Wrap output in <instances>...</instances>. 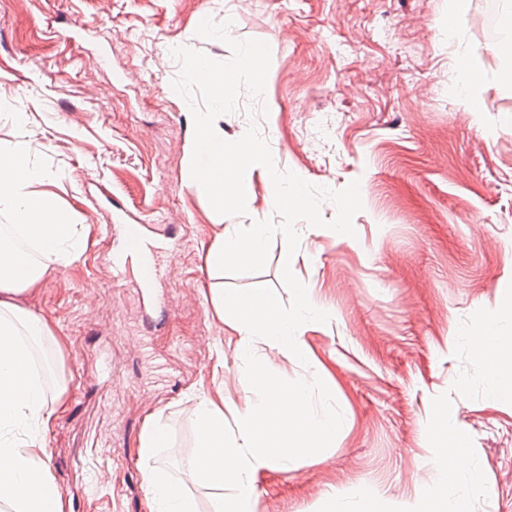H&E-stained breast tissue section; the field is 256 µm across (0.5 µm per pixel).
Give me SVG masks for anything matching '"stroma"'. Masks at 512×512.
I'll return each mask as SVG.
<instances>
[{
    "label": "stroma",
    "mask_w": 512,
    "mask_h": 512,
    "mask_svg": "<svg viewBox=\"0 0 512 512\" xmlns=\"http://www.w3.org/2000/svg\"><path fill=\"white\" fill-rule=\"evenodd\" d=\"M207 17L271 49L263 97L218 118L225 140L257 127L279 169L333 190L359 181L364 205L352 237L299 224L292 270L331 320L303 331L308 365L269 354L288 380L327 369L342 428L292 471L261 469L253 512H330L337 497L345 512H429V461L451 438L468 460L460 512H512V400L492 399L468 341L512 336V59L490 51L512 0H468L459 16L452 0H0V145L27 142L61 173L44 190L87 235L24 299L61 341L65 405L45 445L67 512H145L137 445L157 415L159 460L192 485L191 404L223 396L231 425L255 398L212 289L290 299L283 237L261 272L205 268L222 222L188 185L193 122L169 88L172 48L230 58L197 36ZM464 58L481 77L462 92ZM127 223L155 245L151 287L112 267Z\"/></svg>",
    "instance_id": "stroma-1"
}]
</instances>
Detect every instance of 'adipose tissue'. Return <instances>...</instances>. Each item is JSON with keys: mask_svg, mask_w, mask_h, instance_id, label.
Returning <instances> with one entry per match:
<instances>
[{"mask_svg": "<svg viewBox=\"0 0 512 512\" xmlns=\"http://www.w3.org/2000/svg\"><path fill=\"white\" fill-rule=\"evenodd\" d=\"M52 179L31 162L23 144L0 149V214L12 218L0 228V512H66L44 462L45 434L64 406L65 386L51 380L55 355L43 357L39 350L57 336L48 320L18 301L84 246L81 225L43 190ZM276 231L257 216L248 224L227 225L206 250L209 275L231 263H259ZM470 342L486 364L492 397L511 400L512 348L497 336ZM167 442V427L157 417L139 436L146 512H199L184 483L156 462Z\"/></svg>", "mask_w": 512, "mask_h": 512, "instance_id": "ef3b65f1", "label": "adipose tissue"}]
</instances>
